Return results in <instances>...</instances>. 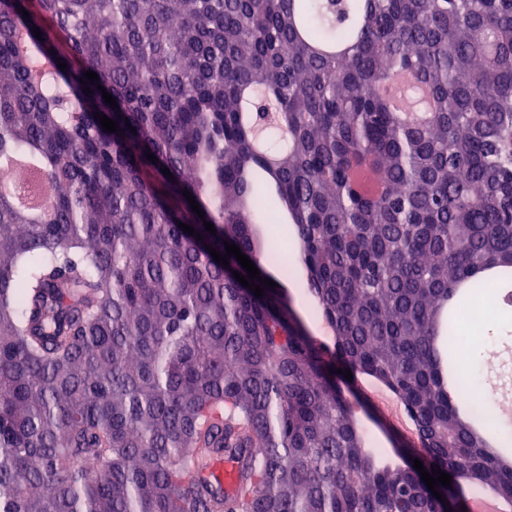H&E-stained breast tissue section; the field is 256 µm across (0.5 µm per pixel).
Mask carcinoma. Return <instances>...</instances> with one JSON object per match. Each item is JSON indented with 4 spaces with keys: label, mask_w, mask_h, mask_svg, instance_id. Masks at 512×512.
<instances>
[{
    "label": "carcinoma",
    "mask_w": 512,
    "mask_h": 512,
    "mask_svg": "<svg viewBox=\"0 0 512 512\" xmlns=\"http://www.w3.org/2000/svg\"><path fill=\"white\" fill-rule=\"evenodd\" d=\"M1 172L0 512H457L369 446L338 362L429 466L512 500L440 375L458 281L512 307L481 276L512 269V0H0ZM226 241L301 275L332 347ZM216 456L234 497L195 473Z\"/></svg>",
    "instance_id": "cac0c4a2"
}]
</instances>
